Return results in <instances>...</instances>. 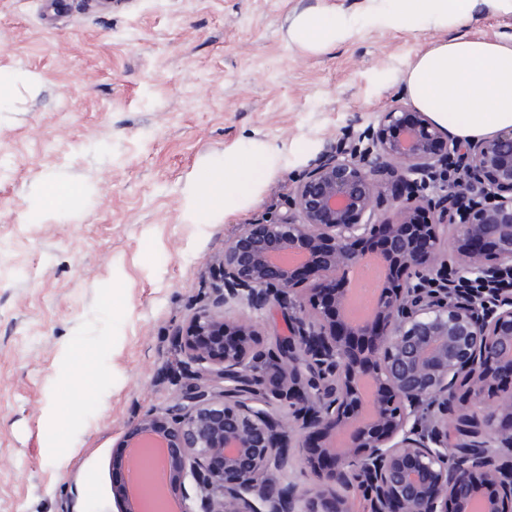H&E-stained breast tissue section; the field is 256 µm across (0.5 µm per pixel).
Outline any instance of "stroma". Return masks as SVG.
<instances>
[{
  "label": "stroma",
  "mask_w": 512,
  "mask_h": 512,
  "mask_svg": "<svg viewBox=\"0 0 512 512\" xmlns=\"http://www.w3.org/2000/svg\"><path fill=\"white\" fill-rule=\"evenodd\" d=\"M385 4L0 0V71L16 78L0 112V512H119L120 443L186 390L173 334L207 301L236 229L287 213L344 128L411 107L406 72L433 40L512 39L510 10L442 32L365 27ZM323 8L352 37L328 52L290 44ZM257 141L284 148L262 192L193 223L198 167ZM57 182L83 193L29 220Z\"/></svg>",
  "instance_id": "stroma-1"
}]
</instances>
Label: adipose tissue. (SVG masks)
Listing matches in <instances>:
<instances>
[{"label":"adipose tissue","mask_w":512,"mask_h":512,"mask_svg":"<svg viewBox=\"0 0 512 512\" xmlns=\"http://www.w3.org/2000/svg\"><path fill=\"white\" fill-rule=\"evenodd\" d=\"M369 18L379 28L414 31L431 23L439 28L462 24L477 4L512 10V0H388ZM343 19L321 11L301 19L289 32L291 43L327 51L345 41ZM406 84L413 105L461 141L494 136L512 127V45L492 39L456 36L433 42L411 62ZM281 152L256 142L203 167L190 197V216L210 223L245 209L263 189Z\"/></svg>","instance_id":"adipose-tissue-1"}]
</instances>
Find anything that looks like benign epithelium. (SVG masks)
I'll return each instance as SVG.
<instances>
[{
    "label": "benign epithelium",
    "instance_id": "1",
    "mask_svg": "<svg viewBox=\"0 0 512 512\" xmlns=\"http://www.w3.org/2000/svg\"><path fill=\"white\" fill-rule=\"evenodd\" d=\"M455 159L462 178L423 195ZM374 254L387 284L354 324L345 274ZM218 268L174 335L192 391L121 443L132 469L164 449L154 512H350L347 492L364 512H512V127L462 143L395 106L343 133ZM272 303L288 334L265 339ZM130 485L120 512H147Z\"/></svg>",
    "mask_w": 512,
    "mask_h": 512
}]
</instances>
